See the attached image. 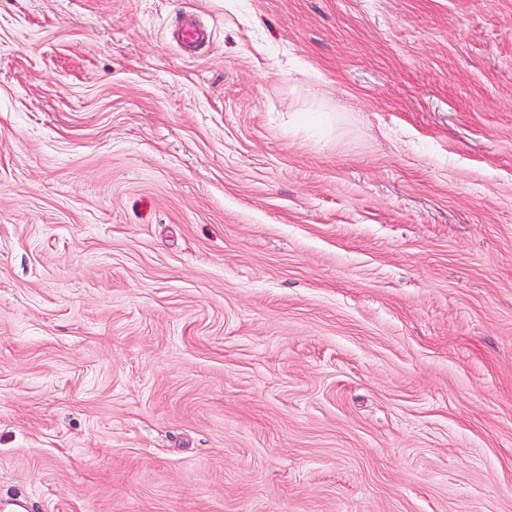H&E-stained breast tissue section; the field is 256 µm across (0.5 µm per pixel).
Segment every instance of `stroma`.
<instances>
[{"label": "stroma", "mask_w": 512, "mask_h": 512, "mask_svg": "<svg viewBox=\"0 0 512 512\" xmlns=\"http://www.w3.org/2000/svg\"><path fill=\"white\" fill-rule=\"evenodd\" d=\"M12 495L512 512V0H0ZM175 33L179 42L189 48H200L206 40V30L193 19H181L176 25Z\"/></svg>", "instance_id": "obj_1"}]
</instances>
